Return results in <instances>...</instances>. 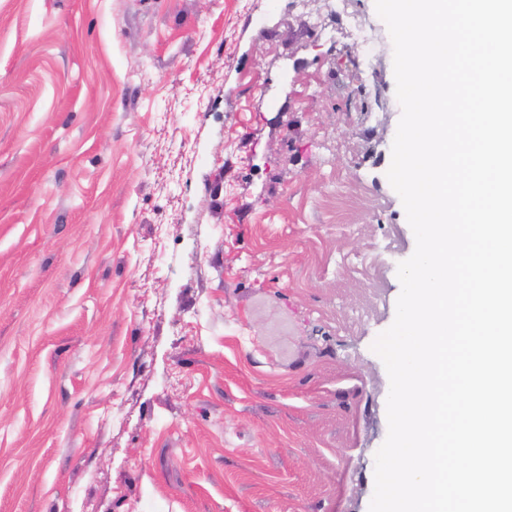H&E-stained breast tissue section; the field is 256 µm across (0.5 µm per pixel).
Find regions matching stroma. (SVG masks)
I'll use <instances>...</instances> for the list:
<instances>
[{
    "mask_svg": "<svg viewBox=\"0 0 512 512\" xmlns=\"http://www.w3.org/2000/svg\"><path fill=\"white\" fill-rule=\"evenodd\" d=\"M353 4L364 80L328 0H0V512H369L416 240Z\"/></svg>",
    "mask_w": 512,
    "mask_h": 512,
    "instance_id": "obj_1",
    "label": "stroma"
}]
</instances>
